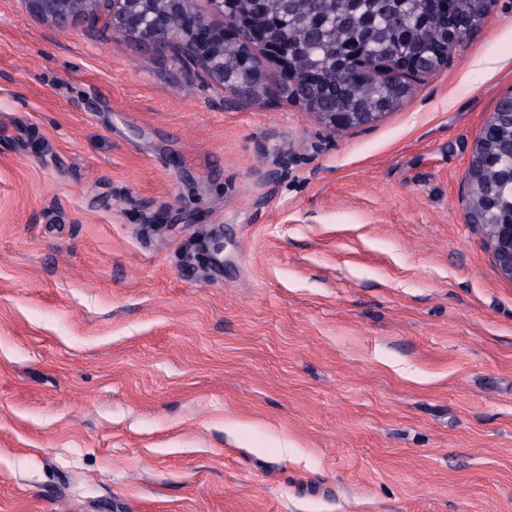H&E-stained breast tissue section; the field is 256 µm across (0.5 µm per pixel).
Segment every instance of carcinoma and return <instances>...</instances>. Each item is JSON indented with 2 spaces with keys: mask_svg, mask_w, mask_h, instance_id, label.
Wrapping results in <instances>:
<instances>
[{
  "mask_svg": "<svg viewBox=\"0 0 512 512\" xmlns=\"http://www.w3.org/2000/svg\"><path fill=\"white\" fill-rule=\"evenodd\" d=\"M263 0L255 17L245 0L239 13L254 27L268 28L288 42L296 75L309 69L320 80H299L292 99L314 112H391L411 94L406 79H378L379 69L405 53L414 60L410 77L439 69L453 47L441 0ZM250 48L238 38L224 40V86L232 84ZM485 143L500 158L482 169L469 187L467 208L494 223L512 222V96L502 98Z\"/></svg>",
  "mask_w": 512,
  "mask_h": 512,
  "instance_id": "cac0c4a2",
  "label": "carcinoma"
}]
</instances>
